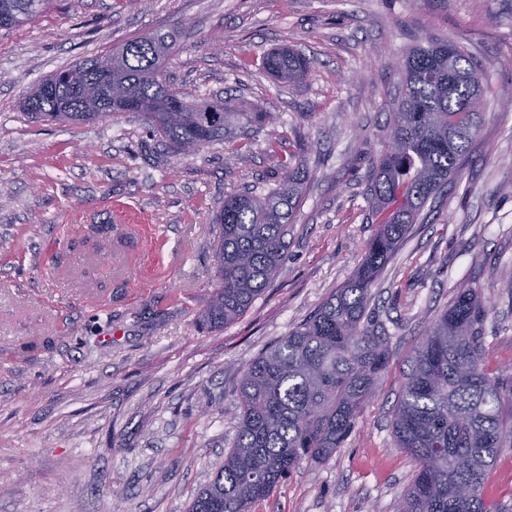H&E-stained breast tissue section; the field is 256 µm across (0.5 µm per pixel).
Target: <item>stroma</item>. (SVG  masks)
<instances>
[{"label":"stroma","mask_w":512,"mask_h":512,"mask_svg":"<svg viewBox=\"0 0 512 512\" xmlns=\"http://www.w3.org/2000/svg\"><path fill=\"white\" fill-rule=\"evenodd\" d=\"M158 29L172 88L275 122L186 157L132 113L68 125L23 111L55 70ZM430 36L483 76L479 135L373 288L393 351L375 397L334 455L253 512H397L415 471L392 434L401 373L458 289L481 291L489 362L512 365V0H52L0 29V512H186L236 435L243 372L357 269L400 63ZM284 44L313 61L299 84L263 68ZM298 134L306 184L283 269L241 317L203 329L221 286L213 217L227 193L276 187Z\"/></svg>","instance_id":"stroma-1"}]
</instances>
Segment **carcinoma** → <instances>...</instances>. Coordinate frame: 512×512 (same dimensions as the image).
Returning <instances> with one entry per match:
<instances>
[{
    "instance_id": "carcinoma-1",
    "label": "carcinoma",
    "mask_w": 512,
    "mask_h": 512,
    "mask_svg": "<svg viewBox=\"0 0 512 512\" xmlns=\"http://www.w3.org/2000/svg\"><path fill=\"white\" fill-rule=\"evenodd\" d=\"M49 0H0V28L21 26ZM159 32L63 70L50 96L35 89L24 111L51 123H95L139 112L163 142L184 156L230 137L235 121H273L241 112L222 98L204 101L167 85L171 52ZM266 71L297 83L312 62L282 46ZM403 80L389 112L385 153L366 182L376 232L347 284L244 371L239 423L231 448L189 512H252L304 461L323 462L340 447L388 372L392 353L384 324L372 316L374 286L417 223L427 202L460 173L479 132L485 90L475 64L454 41L431 39L402 61ZM279 185L264 195L224 196L217 274L222 281L200 315L207 329L242 316L282 270L288 226L300 206L304 172L282 164ZM489 307L476 289L458 290L428 324L408 357L392 411L396 446L415 462L400 512H499L485 489L502 453L512 451V376L488 364Z\"/></svg>"
}]
</instances>
